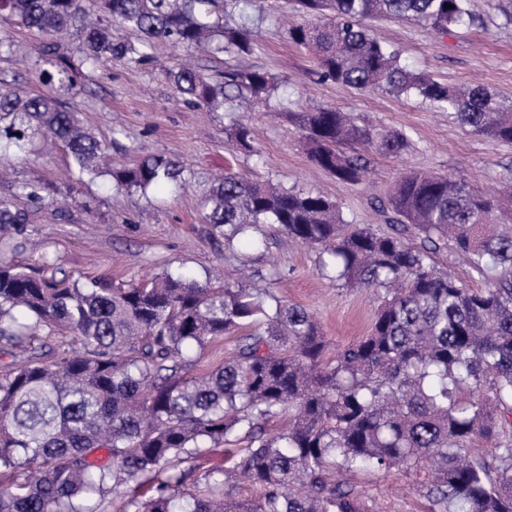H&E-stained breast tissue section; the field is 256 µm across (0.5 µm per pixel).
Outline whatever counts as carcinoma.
Returning a JSON list of instances; mask_svg holds the SVG:
<instances>
[{
	"label": "carcinoma",
	"mask_w": 512,
	"mask_h": 512,
	"mask_svg": "<svg viewBox=\"0 0 512 512\" xmlns=\"http://www.w3.org/2000/svg\"><path fill=\"white\" fill-rule=\"evenodd\" d=\"M230 0H91L100 24L84 23L82 0H0V11L38 38L49 88L21 98L0 87V163L46 135L67 152L71 191L107 176L127 190L178 183L183 170L164 155L101 168L106 145L60 92L105 60L145 69L159 43L249 55L251 28L230 27ZM300 20L288 40L313 54L320 76L362 92L417 97L473 132L512 144V97L482 85L451 86L413 71L373 36L364 20L416 21L448 35L477 21L471 0H293ZM137 34L116 40L112 23ZM81 43L65 49L67 38ZM194 108L269 104L276 77L227 65L214 78L181 65L169 71ZM310 161L337 180L359 183L362 145L386 155L410 146L403 130L359 124L319 105L296 117ZM234 148L254 155L252 131L238 124ZM62 193L23 183L31 202ZM202 220L230 242L258 224L320 249L319 271L381 301L370 333L331 348L316 318L265 288L214 286L181 275L139 284L106 278L66 284L0 259V345L13 362L0 371V512H94L109 492H129V512H362L341 471L397 468L421 477L437 512H512V446L493 462L472 448L498 440V415H512V186L487 195L453 174L405 172L373 202L388 223L377 233L348 223L323 194L280 189L231 169L201 199ZM26 213L0 200V224ZM446 248L484 283L469 288L431 263ZM61 332L72 335L44 351ZM238 335L234 355L194 373V349ZM288 415L285 427L265 424ZM239 434L249 444L231 466L208 471L191 490L203 446ZM104 449L109 461L90 455ZM261 491L233 497V481Z\"/></svg>",
	"instance_id": "carcinoma-1"
}]
</instances>
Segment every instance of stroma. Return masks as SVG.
<instances>
[{"instance_id": "35a3bbf8", "label": "stroma", "mask_w": 512, "mask_h": 512, "mask_svg": "<svg viewBox=\"0 0 512 512\" xmlns=\"http://www.w3.org/2000/svg\"><path fill=\"white\" fill-rule=\"evenodd\" d=\"M472 5L475 26L447 36L412 21L375 18L367 25L415 71L450 85L480 84L512 97V25L504 23L512 0H472ZM290 18L283 0H265L260 7L238 0L226 15L230 24L246 22L259 30V46L243 62L278 78L272 117L263 107L253 112L188 107L168 73L188 54L205 73L223 68L224 57L202 49L188 53L159 44L156 62L148 70L102 63L65 100L82 112L100 140L110 142L105 164H133L163 154L183 164L187 177L175 189L128 192L110 187L103 176L77 187L74 201L61 212L55 202L36 205L16 195L22 183L63 187L69 182L62 148L35 139L31 151L0 165V198L14 201L27 214L22 226L0 225V257L43 268L45 274L72 283L99 276L135 282L164 271L188 273L201 281H232L243 271L284 303L311 311L330 344L366 335L378 305L374 291L331 284L318 271L317 250L271 224L256 226L251 239L225 246L223 229L200 220L206 177L229 166L286 190L320 192L341 204L347 222L382 231L384 219L371 202L384 196L402 172H450L488 191L512 178V145L483 138L416 98L361 93L322 80L309 52L289 42ZM0 36L16 44L13 56L0 58V80L21 97L42 93L29 32L0 12ZM313 103L405 131L411 145L399 157L369 153L365 180L340 182L311 163L293 118ZM240 122L251 128L258 157L229 145L227 134ZM116 125L124 129L117 141L112 138ZM341 479L359 494L365 512H432L419 485L399 470L345 473Z\"/></svg>"}]
</instances>
